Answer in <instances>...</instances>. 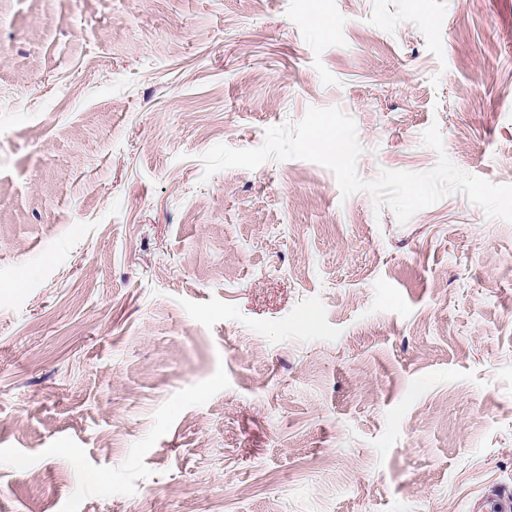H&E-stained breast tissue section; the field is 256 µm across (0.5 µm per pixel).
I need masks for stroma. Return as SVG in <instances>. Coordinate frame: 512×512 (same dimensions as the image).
Here are the masks:
<instances>
[{
    "label": "stroma",
    "mask_w": 512,
    "mask_h": 512,
    "mask_svg": "<svg viewBox=\"0 0 512 512\" xmlns=\"http://www.w3.org/2000/svg\"><path fill=\"white\" fill-rule=\"evenodd\" d=\"M512 184V0H0V512H470L512 485V224L203 179L310 108ZM107 473L111 486L93 478Z\"/></svg>",
    "instance_id": "obj_1"
}]
</instances>
